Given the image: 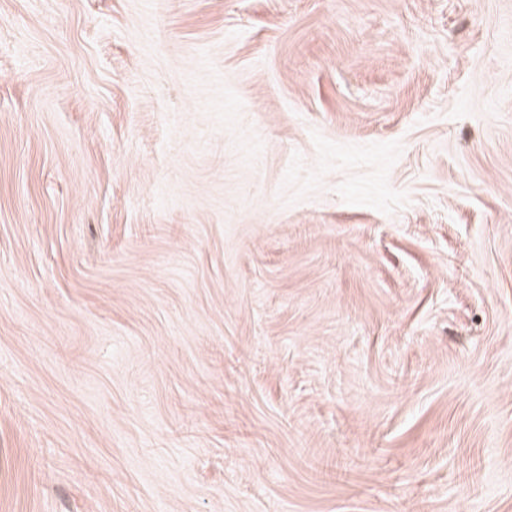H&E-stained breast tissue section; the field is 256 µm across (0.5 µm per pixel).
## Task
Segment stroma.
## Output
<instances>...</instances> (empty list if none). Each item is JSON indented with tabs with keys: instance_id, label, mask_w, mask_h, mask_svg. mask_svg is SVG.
Masks as SVG:
<instances>
[{
	"instance_id": "35a3bbf8",
	"label": "stroma",
	"mask_w": 512,
	"mask_h": 512,
	"mask_svg": "<svg viewBox=\"0 0 512 512\" xmlns=\"http://www.w3.org/2000/svg\"><path fill=\"white\" fill-rule=\"evenodd\" d=\"M0 512H512V0H0Z\"/></svg>"
}]
</instances>
